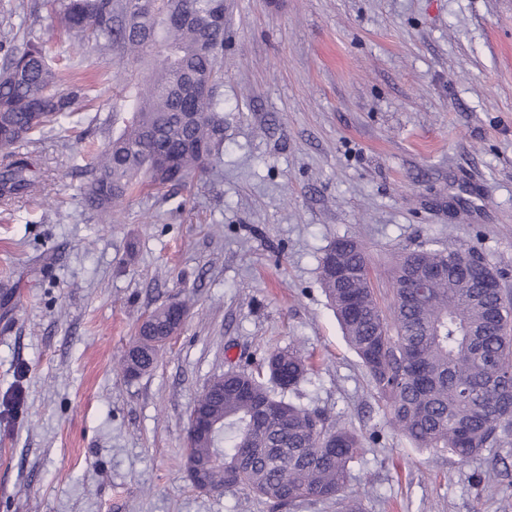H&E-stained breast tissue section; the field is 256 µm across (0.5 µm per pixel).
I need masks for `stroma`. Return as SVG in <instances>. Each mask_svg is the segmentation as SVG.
<instances>
[{"instance_id": "obj_1", "label": "stroma", "mask_w": 512, "mask_h": 512, "mask_svg": "<svg viewBox=\"0 0 512 512\" xmlns=\"http://www.w3.org/2000/svg\"><path fill=\"white\" fill-rule=\"evenodd\" d=\"M224 145L189 186L83 204L90 153L144 66L76 54L89 107L29 146L37 198L0 205V512H271L190 482L203 389L268 351L313 369L285 397L355 429L361 512H512V446L462 462L393 426L320 279L338 238L372 258L477 247L512 292V0H226ZM189 308L154 369L116 366L138 323Z\"/></svg>"}]
</instances>
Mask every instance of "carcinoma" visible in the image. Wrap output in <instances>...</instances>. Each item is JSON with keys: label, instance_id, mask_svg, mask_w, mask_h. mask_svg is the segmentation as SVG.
<instances>
[{"label": "carcinoma", "instance_id": "cac0c4a2", "mask_svg": "<svg viewBox=\"0 0 512 512\" xmlns=\"http://www.w3.org/2000/svg\"><path fill=\"white\" fill-rule=\"evenodd\" d=\"M211 0H39L37 9L80 44L145 60L150 76L131 92L119 132L97 152L84 195L107 212L143 183L186 184L208 171L224 139L219 88L224 28L210 21ZM196 85L209 95L199 104ZM87 94L63 86L31 27L20 23L0 39V202L37 196L38 162L23 146ZM167 145L170 170L156 144ZM448 274L417 296L416 275L440 265ZM492 272L474 246L402 252L392 271L394 303L381 308L370 256L341 237L320 262L323 288L344 335L361 359L395 428L414 447L447 451L465 461L484 448L512 443V294L481 287ZM182 305L155 308L140 323L119 372L137 377L154 367L169 338L182 329ZM309 364L299 352L273 350L256 367L229 370L209 383L195 405L216 433L187 430L189 460L212 493L243 488L286 512L296 503L334 500L341 512L350 464L362 450L356 431L333 426L320 410L279 395L295 387Z\"/></svg>", "mask_w": 512, "mask_h": 512}]
</instances>
